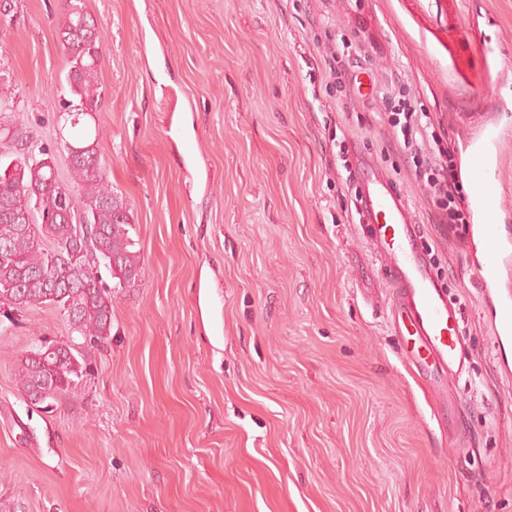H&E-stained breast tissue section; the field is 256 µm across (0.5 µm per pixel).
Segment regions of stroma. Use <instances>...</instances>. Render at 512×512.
<instances>
[{
    "label": "stroma",
    "instance_id": "1",
    "mask_svg": "<svg viewBox=\"0 0 512 512\" xmlns=\"http://www.w3.org/2000/svg\"><path fill=\"white\" fill-rule=\"evenodd\" d=\"M104 39L98 150L145 274L123 289L91 375L51 412L15 366L71 331L0 315V501L18 512H512V344L461 238L394 147L406 88L460 170L478 119L504 127L495 222L512 236V0H82ZM62 0L0 19V123L55 153L73 138ZM350 48L353 110L330 75ZM404 194L460 305V447L399 357L390 289L344 153Z\"/></svg>",
    "mask_w": 512,
    "mask_h": 512
}]
</instances>
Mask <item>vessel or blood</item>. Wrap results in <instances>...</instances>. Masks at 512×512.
<instances>
[{
	"label": "vessel or blood",
	"mask_w": 512,
	"mask_h": 512,
	"mask_svg": "<svg viewBox=\"0 0 512 512\" xmlns=\"http://www.w3.org/2000/svg\"><path fill=\"white\" fill-rule=\"evenodd\" d=\"M500 145V132L487 125L473 141L477 222L469 227L466 247L479 256L473 272L492 308L495 335L504 343L512 340V289L502 284L504 275L512 272V239L502 236L493 223L497 201L492 187L498 179ZM353 160L362 188V226L391 288L390 330L407 368L434 396V415L447 422L449 435H456L465 410L448 380L461 375L468 362L460 310L432 273L422 228L407 199L393 189L374 158L358 152Z\"/></svg>",
	"instance_id": "obj_1"
}]
</instances>
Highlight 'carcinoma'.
Wrapping results in <instances>:
<instances>
[{
  "instance_id": "cac0c4a2",
  "label": "carcinoma",
  "mask_w": 512,
  "mask_h": 512,
  "mask_svg": "<svg viewBox=\"0 0 512 512\" xmlns=\"http://www.w3.org/2000/svg\"><path fill=\"white\" fill-rule=\"evenodd\" d=\"M76 7L73 0H63L58 26L73 96L65 121L72 128L84 126L79 137L63 141L70 184L61 182L54 166L29 163L10 171L7 157H0V225H16L7 243L11 263H0V305L13 298L20 308L53 304L83 340L77 349L61 341L53 358L40 357L35 348L19 360L17 383L40 406L58 401L89 375V350L112 336L113 299L144 275L130 235L127 202L106 183V161L97 149L94 113L103 111L97 80L101 31L91 15ZM85 224L94 234L91 250L72 264L69 246ZM103 270L114 280L110 287L103 283Z\"/></svg>"
}]
</instances>
